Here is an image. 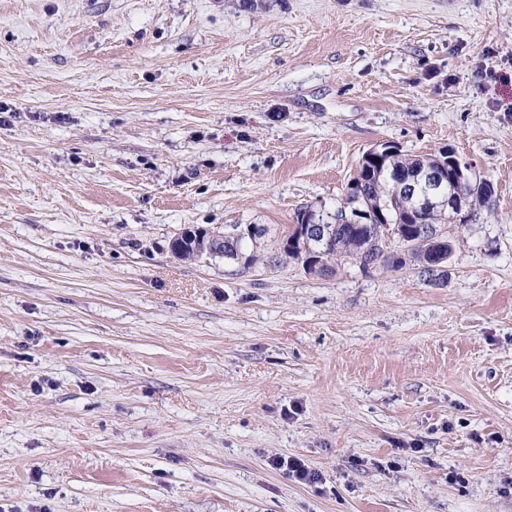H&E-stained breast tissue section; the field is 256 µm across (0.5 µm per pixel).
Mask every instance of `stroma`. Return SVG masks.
I'll return each mask as SVG.
<instances>
[{
	"label": "stroma",
	"instance_id": "35a3bbf8",
	"mask_svg": "<svg viewBox=\"0 0 512 512\" xmlns=\"http://www.w3.org/2000/svg\"><path fill=\"white\" fill-rule=\"evenodd\" d=\"M384 144L494 186L446 279L270 263ZM0 512H512V0H0ZM229 231H226L224 228V232L222 233H211L205 237L202 235L198 236V238L193 242L194 244L190 247L191 258L193 256L196 259L205 256L211 257L219 253L220 251H224V236ZM271 464L276 469L285 471L288 476L293 477L299 482L316 483L319 480V475L310 470L299 458L277 457L272 459Z\"/></svg>",
	"mask_w": 512,
	"mask_h": 512
}]
</instances>
